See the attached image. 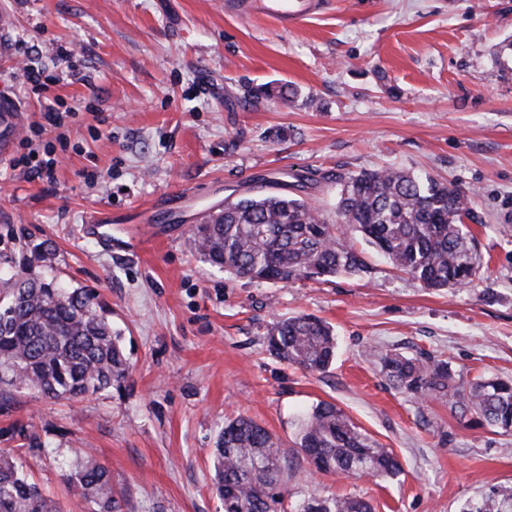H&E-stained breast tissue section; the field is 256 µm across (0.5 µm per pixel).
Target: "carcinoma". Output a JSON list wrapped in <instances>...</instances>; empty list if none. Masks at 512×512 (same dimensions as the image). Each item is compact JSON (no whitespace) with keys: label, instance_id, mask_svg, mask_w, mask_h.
Here are the masks:
<instances>
[{"label":"carcinoma","instance_id":"obj_1","mask_svg":"<svg viewBox=\"0 0 512 512\" xmlns=\"http://www.w3.org/2000/svg\"><path fill=\"white\" fill-rule=\"evenodd\" d=\"M336 222L301 198L261 192L224 199V207L194 225L192 243L201 259L235 277L288 284L300 278L358 274L368 269L347 244L358 233L396 270L428 289L457 288L480 272L478 246L463 220L472 195L429 175L394 167L337 174ZM55 250L40 245L18 265L0 269V384L44 398L76 401L107 390L129 374L122 332L112 326L98 297L64 288L51 276ZM50 275L29 273L33 263ZM275 357L307 372L326 371L336 355L333 326L299 314L278 321L267 336ZM382 371L398 390L424 400L438 397L465 417L475 414L512 433V383L482 377L465 383L448 362L428 354L380 353ZM296 445L317 472L345 477H393L398 461L363 434L332 403L321 402L296 424ZM19 449L0 450V512H57L18 466ZM214 488L224 512H277L288 491V461L278 440L254 420L227 421L215 448ZM67 482L96 505L119 512L109 473L94 463L76 464ZM294 512H372L351 496L312 498ZM461 512H512V488L491 487Z\"/></svg>","mask_w":512,"mask_h":512}]
</instances>
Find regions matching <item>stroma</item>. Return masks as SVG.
Wrapping results in <instances>:
<instances>
[{
  "label": "stroma",
  "mask_w": 512,
  "mask_h": 512,
  "mask_svg": "<svg viewBox=\"0 0 512 512\" xmlns=\"http://www.w3.org/2000/svg\"><path fill=\"white\" fill-rule=\"evenodd\" d=\"M324 2L286 28L227 15L224 0H0V95L29 123L42 114L25 65L63 46L82 75L51 89L76 110L53 144L55 181L0 161V255L50 242L130 361L122 387L76 402L0 387V448L40 436L47 450L23 470L61 512L92 510L61 476L79 456L109 468L121 512H224L212 450L238 416L292 460L291 504L351 495L374 512H458L484 487H512V434L395 389L376 356L422 352L459 380H512V0ZM389 166L473 191L471 284L423 288L356 235L368 272L286 285L231 276L192 247V226L227 196L275 181L331 220L336 185L322 174ZM176 192L187 199L165 223L122 224ZM99 205L119 222L84 237ZM296 314L335 328L328 371L269 353L270 325ZM323 401L391 450L399 474L308 473L295 424Z\"/></svg>",
  "instance_id": "obj_1"
}]
</instances>
